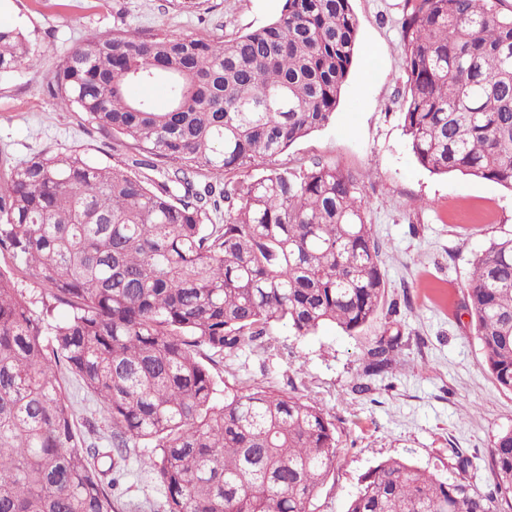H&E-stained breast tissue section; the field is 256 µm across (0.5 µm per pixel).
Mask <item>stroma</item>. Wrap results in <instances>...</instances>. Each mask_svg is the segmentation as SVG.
Here are the masks:
<instances>
[{
	"mask_svg": "<svg viewBox=\"0 0 512 512\" xmlns=\"http://www.w3.org/2000/svg\"><path fill=\"white\" fill-rule=\"evenodd\" d=\"M283 0H0V24L21 27L33 64L0 77V170L41 154L80 151L93 161L134 156L62 107L52 93L69 51L97 36L166 33L225 42L266 24ZM403 0H353L358 49L334 120L251 169H300L322 160L362 180L366 219L381 247L384 299L354 333L327 325L298 337L287 325L225 352L213 366L217 383L265 386L320 407L334 427L337 457L313 501L314 512H345L362 480L396 458L443 480L468 478L492 490L489 452L512 429V393L487 369L464 306L476 255L512 237V191L458 172L436 175L416 161L403 128L404 50L398 20ZM400 335L404 346L389 372L363 374L377 338ZM59 375L86 443L107 447L112 424L67 368ZM159 451L127 448L111 490L115 512H166L153 463ZM470 465L461 468L460 457Z\"/></svg>",
	"mask_w": 512,
	"mask_h": 512,
	"instance_id": "35a3bbf8",
	"label": "stroma"
}]
</instances>
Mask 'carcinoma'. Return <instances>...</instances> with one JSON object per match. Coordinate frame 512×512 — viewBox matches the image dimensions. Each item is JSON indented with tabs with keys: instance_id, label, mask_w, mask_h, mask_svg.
I'll list each match as a JSON object with an SVG mask.
<instances>
[{
	"instance_id": "cac0c4a2",
	"label": "carcinoma",
	"mask_w": 512,
	"mask_h": 512,
	"mask_svg": "<svg viewBox=\"0 0 512 512\" xmlns=\"http://www.w3.org/2000/svg\"><path fill=\"white\" fill-rule=\"evenodd\" d=\"M502 0H404L403 128L417 162L512 189V13ZM358 41L352 0H283L280 15L233 40L106 34L72 49L54 96L137 150L132 165L173 164L164 180L78 151L42 154L0 179V512H113L105 476L122 449L153 463L168 512H312L336 460L316 405L264 386L215 402L201 356L222 355L283 322L297 336L326 324L353 333L384 298L381 253L360 180L336 165L248 170L333 121ZM32 62L0 25V74ZM164 84L157 108L136 87ZM72 309L52 328L15 273ZM465 307L485 364L512 392V238L476 259ZM402 350L380 337L365 374ZM75 373L112 423L111 446H86L57 367ZM494 492L443 481L400 459L377 465L346 512H512V430L490 450Z\"/></svg>"
}]
</instances>
